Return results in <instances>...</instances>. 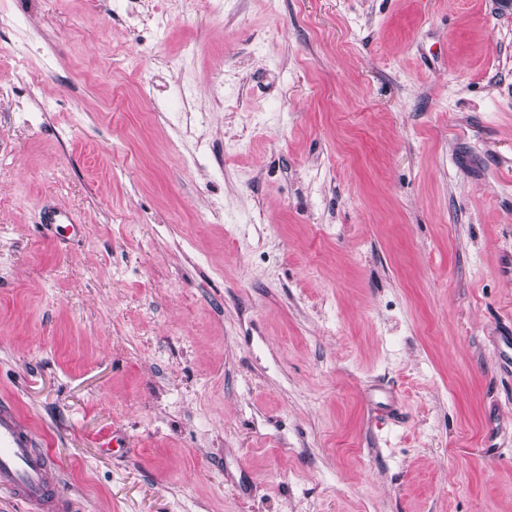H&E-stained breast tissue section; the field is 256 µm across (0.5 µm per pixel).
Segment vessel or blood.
<instances>
[{
  "instance_id": "1",
  "label": "vessel or blood",
  "mask_w": 512,
  "mask_h": 512,
  "mask_svg": "<svg viewBox=\"0 0 512 512\" xmlns=\"http://www.w3.org/2000/svg\"><path fill=\"white\" fill-rule=\"evenodd\" d=\"M491 342L504 370L512 372V327L501 326ZM59 466L9 402L0 403V492H8L24 512H75L60 488Z\"/></svg>"
}]
</instances>
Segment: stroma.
<instances>
[{"label": "stroma", "mask_w": 512, "mask_h": 512, "mask_svg": "<svg viewBox=\"0 0 512 512\" xmlns=\"http://www.w3.org/2000/svg\"><path fill=\"white\" fill-rule=\"evenodd\" d=\"M509 158L512 0H0V401L78 512H512ZM512 328L506 324L500 327V336H492L491 342L497 351L500 366L512 372Z\"/></svg>", "instance_id": "35a3bbf8"}]
</instances>
